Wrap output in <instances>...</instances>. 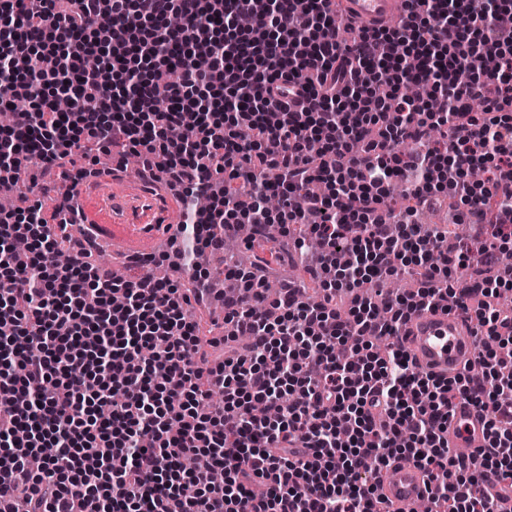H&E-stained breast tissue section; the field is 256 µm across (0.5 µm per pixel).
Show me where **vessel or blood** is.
Wrapping results in <instances>:
<instances>
[{
    "instance_id": "vessel-or-blood-1",
    "label": "vessel or blood",
    "mask_w": 512,
    "mask_h": 512,
    "mask_svg": "<svg viewBox=\"0 0 512 512\" xmlns=\"http://www.w3.org/2000/svg\"><path fill=\"white\" fill-rule=\"evenodd\" d=\"M347 13L371 26H384L401 10L402 0H343ZM73 202L84 207V228L97 242L130 256H149L159 234L160 215L151 197L117 187L110 177L68 184ZM401 340L423 371L454 376L473 363L479 339L459 312L424 310L401 329ZM485 424L477 409L457 401L448 421V442L453 448H478L484 443ZM426 472L413 460L394 461L382 477L380 495L393 512H413L428 496Z\"/></svg>"
}]
</instances>
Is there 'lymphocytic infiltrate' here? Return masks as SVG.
Returning <instances> with one entry per match:
<instances>
[{
	"instance_id": "f902f5d3",
	"label": "lymphocytic infiltrate",
	"mask_w": 512,
	"mask_h": 512,
	"mask_svg": "<svg viewBox=\"0 0 512 512\" xmlns=\"http://www.w3.org/2000/svg\"><path fill=\"white\" fill-rule=\"evenodd\" d=\"M507 11L512 0H407L396 26L370 29L336 0H0V108L14 112L0 181L28 195V165L83 177L98 153L138 155L186 207L151 261L192 282L102 268L51 231L41 202L0 210V512L21 498L29 512H385L382 473L403 457L428 473L431 504L494 512L487 474L512 488V309L498 304L512 292ZM395 179L409 206L389 197ZM200 193L208 206L191 209ZM447 199L477 226L478 252L435 256L438 232L414 222ZM241 220L268 265L278 235L293 236L320 299L269 297L260 270L225 266L228 330L210 337L195 312L209 275L190 254L223 248ZM459 267L474 275L461 288ZM402 271L417 288L385 291ZM442 305L475 322L476 373L420 372L402 346L409 315ZM460 398L485 419L467 457L448 446ZM189 454L223 480L183 469Z\"/></svg>"
}]
</instances>
